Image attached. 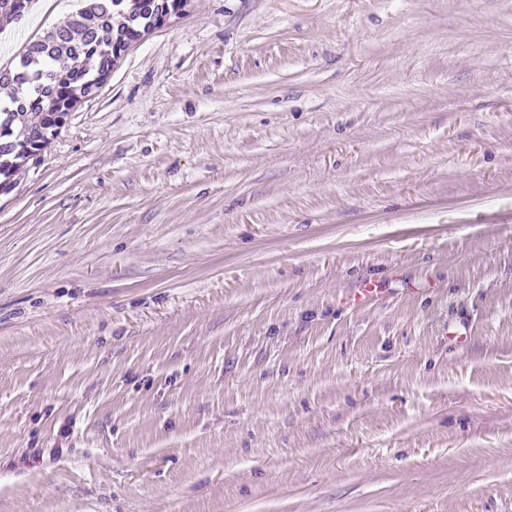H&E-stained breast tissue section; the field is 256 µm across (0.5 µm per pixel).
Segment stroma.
I'll return each mask as SVG.
<instances>
[{
  "label": "stroma",
  "mask_w": 512,
  "mask_h": 512,
  "mask_svg": "<svg viewBox=\"0 0 512 512\" xmlns=\"http://www.w3.org/2000/svg\"><path fill=\"white\" fill-rule=\"evenodd\" d=\"M0 512H512V0L124 53L0 193Z\"/></svg>",
  "instance_id": "obj_1"
}]
</instances>
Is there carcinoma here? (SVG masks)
Returning a JSON list of instances; mask_svg holds the SVG:
<instances>
[{"label":"carcinoma","instance_id":"cac0c4a2","mask_svg":"<svg viewBox=\"0 0 512 512\" xmlns=\"http://www.w3.org/2000/svg\"><path fill=\"white\" fill-rule=\"evenodd\" d=\"M151 30L147 12H133L125 0H84L65 21L29 42L11 71L21 80L0 83L13 90L10 105L0 111V183L11 179L28 162L30 140L48 145L66 118L57 103L73 109L104 82L117 57L108 52L116 38L138 39Z\"/></svg>","mask_w":512,"mask_h":512}]
</instances>
